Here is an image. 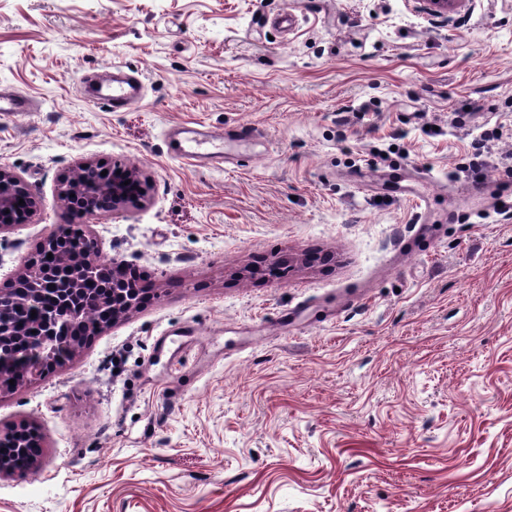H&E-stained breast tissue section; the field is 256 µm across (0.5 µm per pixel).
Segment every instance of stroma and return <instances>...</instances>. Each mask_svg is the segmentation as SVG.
I'll list each match as a JSON object with an SVG mask.
<instances>
[{"label":"stroma","mask_w":512,"mask_h":512,"mask_svg":"<svg viewBox=\"0 0 512 512\" xmlns=\"http://www.w3.org/2000/svg\"><path fill=\"white\" fill-rule=\"evenodd\" d=\"M120 69L144 98L112 112L81 79ZM0 89L37 102L0 112L37 202L0 288L86 161L150 175L82 222L152 287L0 395L43 447L0 512H512V0H0ZM186 123L225 162L179 159Z\"/></svg>","instance_id":"obj_1"}]
</instances>
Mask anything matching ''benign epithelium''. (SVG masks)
I'll return each instance as SVG.
<instances>
[{
	"mask_svg": "<svg viewBox=\"0 0 512 512\" xmlns=\"http://www.w3.org/2000/svg\"><path fill=\"white\" fill-rule=\"evenodd\" d=\"M98 171V165L85 162L62 176L57 188V200L66 210L80 205L89 216L102 214L101 207L110 211L123 209L129 205L139 206L147 197L149 177L135 168L112 169V194L107 202H102L97 184L87 178L88 173ZM24 204H19V201ZM36 207V199L29 185L14 171L0 166V233L14 227L12 213L24 210L31 214ZM90 247L80 253L65 258L66 271L61 273L63 284L60 294L76 293L84 280L91 278L96 263L98 244L93 236H88ZM50 273L42 264H28L17 275L14 288L0 290V302H14L22 307H41L45 287ZM138 305L133 295L121 290L117 281H112V295L85 296L77 306H66L59 310L43 312L46 334L37 347L20 348L10 343L11 337L21 333L20 327L0 323V365L11 364L16 370V384L35 381L53 363L57 354L56 336L59 331L84 320L85 314L93 309L112 310V321L116 322Z\"/></svg>",
	"mask_w": 512,
	"mask_h": 512,
	"instance_id": "7a95c632",
	"label": "benign epithelium"
}]
</instances>
